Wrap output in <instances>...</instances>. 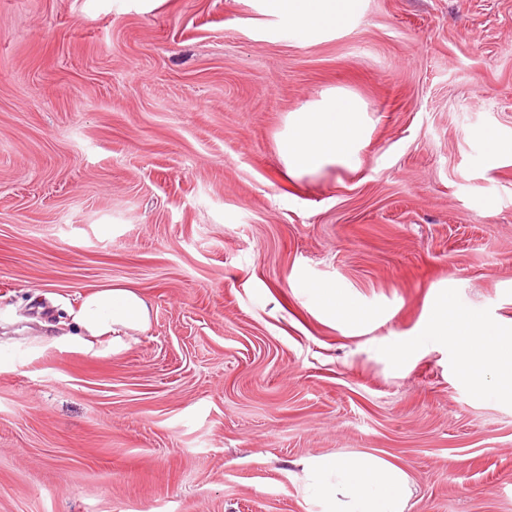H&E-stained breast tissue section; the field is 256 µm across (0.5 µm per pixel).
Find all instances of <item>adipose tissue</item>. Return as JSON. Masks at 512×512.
Wrapping results in <instances>:
<instances>
[{"label": "adipose tissue", "mask_w": 512, "mask_h": 512, "mask_svg": "<svg viewBox=\"0 0 512 512\" xmlns=\"http://www.w3.org/2000/svg\"><path fill=\"white\" fill-rule=\"evenodd\" d=\"M272 10L310 38L347 28L360 8V0H270ZM288 130L278 148L289 177L315 175L330 166L357 167L367 136L362 102L345 91L330 92L322 99L289 113ZM312 297L329 317L347 330L372 319L366 309L343 289L317 286ZM151 306L136 291L103 287L89 294L74 321L89 336L111 337L121 344L124 335L145 330ZM421 340L449 345L476 395H488L486 370L498 376L497 388L512 392V321L490 323L460 313L440 292ZM306 502L320 512H404L410 478L400 467L371 454L311 457L297 461Z\"/></svg>", "instance_id": "adipose-tissue-1"}]
</instances>
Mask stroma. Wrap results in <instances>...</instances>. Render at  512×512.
I'll list each match as a JSON object with an SVG mask.
<instances>
[{
    "label": "stroma",
    "instance_id": "35a3bbf8",
    "mask_svg": "<svg viewBox=\"0 0 512 512\" xmlns=\"http://www.w3.org/2000/svg\"><path fill=\"white\" fill-rule=\"evenodd\" d=\"M333 90L360 164L289 178L287 117ZM487 131L512 0H362L315 39L264 0H0V512H309L295 463L336 452L405 468V512H512V396L417 338L447 284L512 319ZM108 285L152 304L119 350L73 322ZM311 293L315 304L329 317L339 321L344 329H357L375 316L374 312L356 302L342 288L316 286Z\"/></svg>",
    "mask_w": 512,
    "mask_h": 512
}]
</instances>
